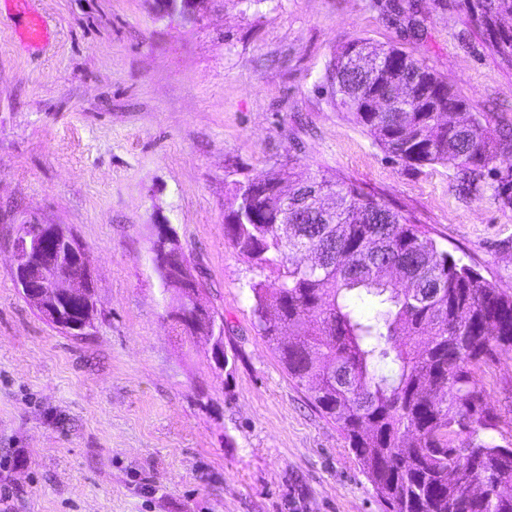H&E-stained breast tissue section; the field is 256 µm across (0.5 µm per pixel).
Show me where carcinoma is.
<instances>
[{
	"label": "carcinoma",
	"mask_w": 512,
	"mask_h": 512,
	"mask_svg": "<svg viewBox=\"0 0 512 512\" xmlns=\"http://www.w3.org/2000/svg\"><path fill=\"white\" fill-rule=\"evenodd\" d=\"M466 25L512 66V0H459ZM336 108L409 166L493 179L512 207V128H494L442 76L357 39L326 68ZM286 182L288 203L274 192ZM224 236L259 271L260 335L307 384L390 512H512V448L480 437L498 415L476 367L512 354V294L356 181L292 171L236 181ZM473 450L471 458L453 449Z\"/></svg>",
	"instance_id": "1"
}]
</instances>
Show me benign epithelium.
I'll return each mask as SVG.
<instances>
[{
  "instance_id": "7a95c632",
  "label": "benign epithelium",
  "mask_w": 512,
  "mask_h": 512,
  "mask_svg": "<svg viewBox=\"0 0 512 512\" xmlns=\"http://www.w3.org/2000/svg\"><path fill=\"white\" fill-rule=\"evenodd\" d=\"M14 282L25 300L62 332L81 336L95 312L89 259L83 243L61 224H26L10 244ZM156 267L172 274L183 298L174 317L192 333L216 336L212 354L224 366V319L198 301L200 286L190 267L174 265L179 254L166 224L152 247Z\"/></svg>"
}]
</instances>
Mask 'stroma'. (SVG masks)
I'll list each match as a JSON object with an SVG mask.
<instances>
[{
    "label": "stroma",
    "instance_id": "1",
    "mask_svg": "<svg viewBox=\"0 0 512 512\" xmlns=\"http://www.w3.org/2000/svg\"><path fill=\"white\" fill-rule=\"evenodd\" d=\"M31 0L48 40L0 0V512H388L335 424L260 336L257 271L224 237L232 182L289 167L355 180L512 293V207L463 197L445 168L408 167L331 101L328 62L363 37L447 78L512 124V67L457 0ZM419 24L422 36L411 26ZM23 224L83 242L92 328L60 332L22 297ZM170 225L224 319V351L174 317L152 261ZM512 445V357L476 373Z\"/></svg>",
    "mask_w": 512,
    "mask_h": 512
}]
</instances>
